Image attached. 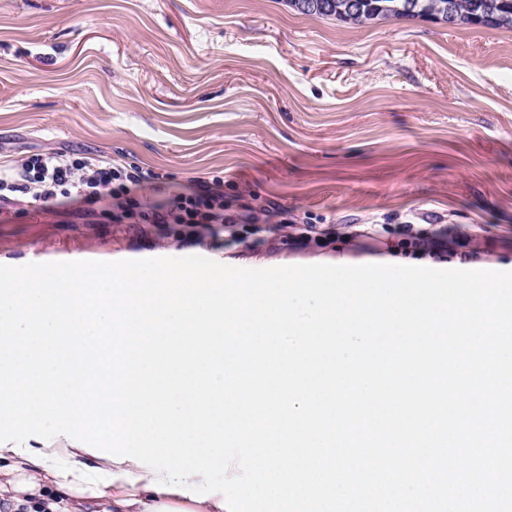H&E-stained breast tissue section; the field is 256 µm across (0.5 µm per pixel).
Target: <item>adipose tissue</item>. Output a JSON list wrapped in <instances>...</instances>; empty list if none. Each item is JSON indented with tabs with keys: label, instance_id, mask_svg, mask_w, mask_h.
I'll list each match as a JSON object with an SVG mask.
<instances>
[{
	"label": "adipose tissue",
	"instance_id": "adipose-tissue-1",
	"mask_svg": "<svg viewBox=\"0 0 512 512\" xmlns=\"http://www.w3.org/2000/svg\"><path fill=\"white\" fill-rule=\"evenodd\" d=\"M99 466L117 476L104 489L100 512H222L217 496L196 502L178 493L149 489L151 473L135 462L115 463L103 458ZM125 471L133 473V481L122 479ZM74 481V476H58L51 469L32 463L27 455L0 448V499L7 497L22 504L27 498L41 495L45 485L50 484L55 489V498L49 503L52 512H83L86 496L73 490Z\"/></svg>",
	"mask_w": 512,
	"mask_h": 512
}]
</instances>
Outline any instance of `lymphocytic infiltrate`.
<instances>
[{
	"label": "lymphocytic infiltrate",
	"mask_w": 512,
	"mask_h": 512,
	"mask_svg": "<svg viewBox=\"0 0 512 512\" xmlns=\"http://www.w3.org/2000/svg\"><path fill=\"white\" fill-rule=\"evenodd\" d=\"M145 174L103 154L37 152L0 163V210L23 205L65 212L112 224H150L157 229L181 224L194 234L222 226L239 240L238 225L284 224L287 212L273 203L232 205L224 181L198 180L187 186L159 185L157 200L141 193Z\"/></svg>",
	"instance_id": "lymphocytic-infiltrate-1"
}]
</instances>
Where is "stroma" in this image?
Masks as SVG:
<instances>
[{
	"label": "stroma",
	"instance_id": "35a3bbf8",
	"mask_svg": "<svg viewBox=\"0 0 512 512\" xmlns=\"http://www.w3.org/2000/svg\"><path fill=\"white\" fill-rule=\"evenodd\" d=\"M104 153L189 184L220 176L316 226L251 250L173 224L0 213V264L199 255L244 267L423 260L512 271V30L349 25L286 0H0V153ZM371 238L352 239L360 225Z\"/></svg>",
	"mask_w": 512,
	"mask_h": 512
}]
</instances>
